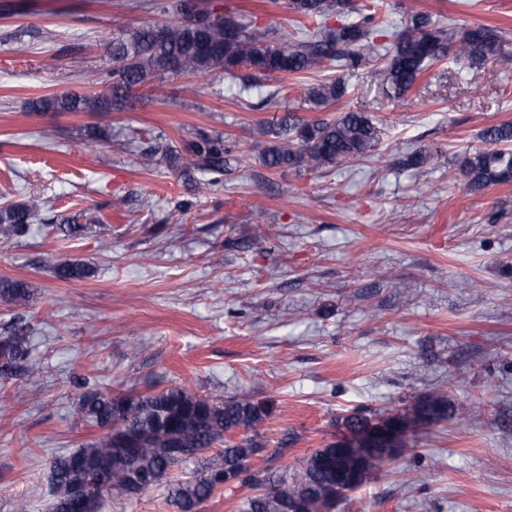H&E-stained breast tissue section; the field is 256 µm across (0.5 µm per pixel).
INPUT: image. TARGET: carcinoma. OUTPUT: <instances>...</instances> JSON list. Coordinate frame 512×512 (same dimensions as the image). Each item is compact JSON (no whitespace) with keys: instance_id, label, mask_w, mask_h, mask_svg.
<instances>
[{"instance_id":"cac0c4a2","label":"carcinoma","mask_w":512,"mask_h":512,"mask_svg":"<svg viewBox=\"0 0 512 512\" xmlns=\"http://www.w3.org/2000/svg\"><path fill=\"white\" fill-rule=\"evenodd\" d=\"M162 12L174 10L177 20L156 30L154 26L130 28L116 17L118 34L109 44L112 70L108 86L92 94L61 93L31 101L35 112H112L126 109L133 90L165 74L236 75L241 68L242 87L260 86L270 75L295 76L331 66L354 72L375 56L384 63L385 93L399 97L434 63L452 57L458 64L471 66L505 52L501 32L485 26L459 30L430 16L417 14L400 31H389L375 22L373 13L358 4L350 11L358 18L327 25L339 14L338 0H289V9L314 24L292 32L268 27L252 29L236 16L205 8L201 0H159L149 4ZM198 11L207 21L193 24L185 16ZM348 85L343 77L326 78L307 89L304 102L311 109H324L345 96ZM270 138L263 152L269 168L316 171L320 174L338 164L356 165L364 160L378 141V130L363 112H343L334 120L309 122L290 112L276 125L261 129ZM487 147L465 153L459 169L470 192L512 184V122L483 130ZM164 150L178 163V175L198 193L218 184L224 174L223 137L208 136ZM39 210L38 201L0 206V233L22 236ZM85 223H78V218ZM92 218L81 213L56 224L53 229L71 238L82 236ZM59 278L84 279L90 276L87 264L68 260L56 267ZM30 289L18 279H0V300L20 301ZM31 348L30 336L19 328L0 338V374L7 375L22 366ZM79 400L84 419L105 430L104 436L87 445L62 452L50 463V512H103L107 497L132 499L145 488L133 479L151 477L160 484L175 466H192L184 477L167 485L166 501L174 512H198L200 505L218 490L217 477L229 471H250L257 467L254 449L264 447V424L268 409L246 398L228 397L215 402L179 387L145 394L117 395L88 382ZM411 422L424 412L430 422L459 418L463 413L438 389L398 409ZM375 413L354 412L336 420L337 430L358 429ZM179 442L185 456H171L172 444ZM223 446L209 458L205 453ZM331 449L326 443L299 460L298 466L274 469L261 466L265 478L255 481V493L243 499L237 512H288L290 498L306 500V512H334L336 479L323 466ZM129 476L131 482H112V488L87 489L76 499L74 484L97 472Z\"/></svg>"}]
</instances>
